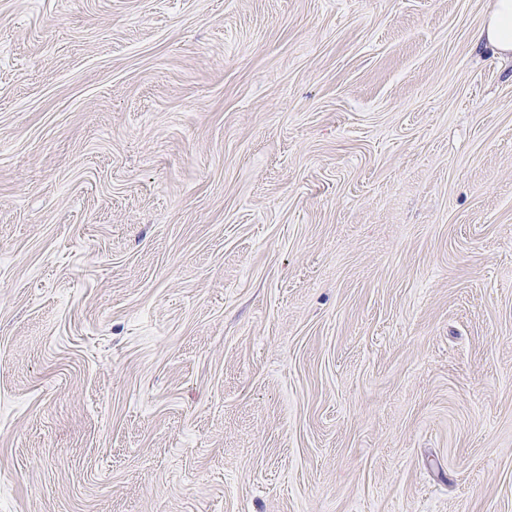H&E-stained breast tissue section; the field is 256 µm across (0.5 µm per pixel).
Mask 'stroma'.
I'll return each instance as SVG.
<instances>
[{
	"instance_id": "obj_1",
	"label": "stroma",
	"mask_w": 512,
	"mask_h": 512,
	"mask_svg": "<svg viewBox=\"0 0 512 512\" xmlns=\"http://www.w3.org/2000/svg\"><path fill=\"white\" fill-rule=\"evenodd\" d=\"M492 0H0V512H512Z\"/></svg>"
}]
</instances>
